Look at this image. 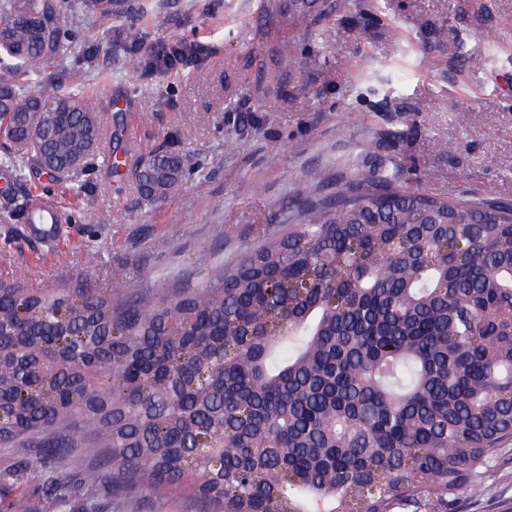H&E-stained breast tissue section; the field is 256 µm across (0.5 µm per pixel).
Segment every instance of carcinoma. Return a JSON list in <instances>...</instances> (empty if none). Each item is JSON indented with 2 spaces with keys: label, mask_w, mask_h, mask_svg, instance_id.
Segmentation results:
<instances>
[{
  "label": "carcinoma",
  "mask_w": 512,
  "mask_h": 512,
  "mask_svg": "<svg viewBox=\"0 0 512 512\" xmlns=\"http://www.w3.org/2000/svg\"><path fill=\"white\" fill-rule=\"evenodd\" d=\"M299 21L330 0H289ZM67 0H0V149L75 186L101 116L62 89ZM190 163L133 171L152 202ZM200 286L0 283V495L55 508L140 489L184 512H451L512 438V204L403 186L397 163L315 197ZM30 199L0 217L27 223ZM223 462L207 472L189 446Z\"/></svg>",
  "instance_id": "carcinoma-1"
}]
</instances>
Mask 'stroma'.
Instances as JSON below:
<instances>
[{
  "mask_svg": "<svg viewBox=\"0 0 512 512\" xmlns=\"http://www.w3.org/2000/svg\"><path fill=\"white\" fill-rule=\"evenodd\" d=\"M272 2L118 0L101 15L69 0L78 39L58 78L100 112V143L78 193L0 163V208L10 190L49 199L68 228L45 244L0 223V281L105 289L118 270L147 288L196 287L200 256L230 263L282 234L315 169L323 195L393 160L410 188L512 203V0H344L303 23ZM170 32L192 59L151 60ZM285 41L289 70L275 56ZM157 151L193 167L150 203L130 170ZM456 512H512V441Z\"/></svg>",
  "mask_w": 512,
  "mask_h": 512,
  "instance_id": "stroma-1",
  "label": "stroma"
}]
</instances>
